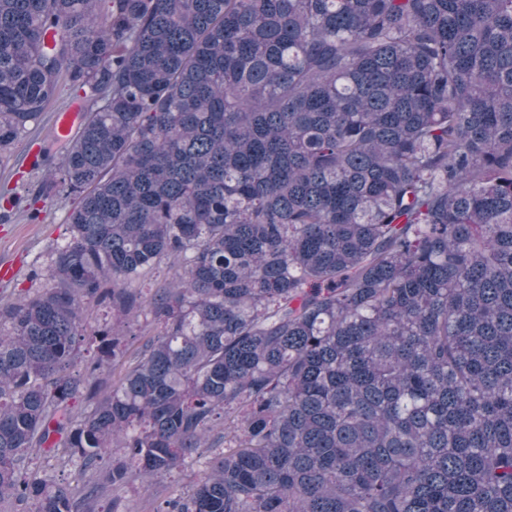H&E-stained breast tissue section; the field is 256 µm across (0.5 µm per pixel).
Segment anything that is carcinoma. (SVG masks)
<instances>
[{"mask_svg": "<svg viewBox=\"0 0 512 512\" xmlns=\"http://www.w3.org/2000/svg\"><path fill=\"white\" fill-rule=\"evenodd\" d=\"M66 88L0 503L120 512L203 457L156 512H512V0H0L1 159ZM71 98L68 94H64L54 108V112H48L46 121L54 119L55 136L59 141H67L75 131L80 122V112L76 107H70L67 110L58 112L68 107ZM57 112V113H56ZM56 113V115H55ZM198 464L189 461L174 477L158 476L143 483L135 492L125 493L124 502L128 512H153L155 501L175 493L186 491L194 482Z\"/></svg>", "mask_w": 512, "mask_h": 512, "instance_id": "carcinoma-1", "label": "carcinoma"}]
</instances>
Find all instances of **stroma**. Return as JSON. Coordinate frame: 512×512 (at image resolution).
<instances>
[{
  "label": "stroma",
  "instance_id": "1",
  "mask_svg": "<svg viewBox=\"0 0 512 512\" xmlns=\"http://www.w3.org/2000/svg\"><path fill=\"white\" fill-rule=\"evenodd\" d=\"M41 148L56 156L64 151L63 144L47 143L36 131L19 144L7 166H0V191L25 186L41 211V220L36 224L28 222L20 212L0 218V264L7 263L15 269L10 280L0 282V299L5 301L22 298L42 287L40 272L46 271L51 252L69 237L66 217L73 205L72 197L40 194L42 176L29 167L28 154ZM197 469V464L190 462L175 476L155 477L137 491L125 493L127 512H153L157 500L189 489Z\"/></svg>",
  "mask_w": 512,
  "mask_h": 512
}]
</instances>
